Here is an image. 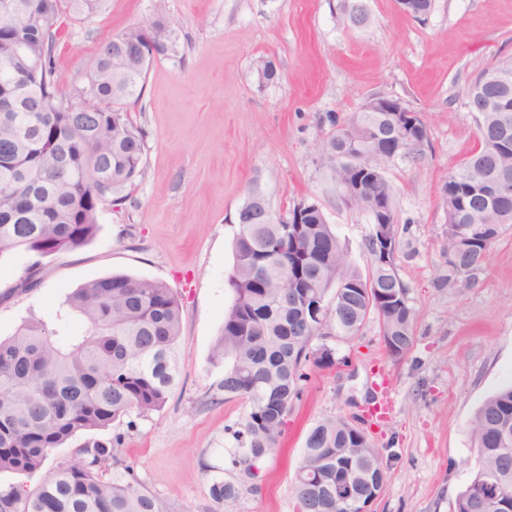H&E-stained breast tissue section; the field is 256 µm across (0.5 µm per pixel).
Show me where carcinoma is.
<instances>
[{"instance_id": "1", "label": "carcinoma", "mask_w": 512, "mask_h": 512, "mask_svg": "<svg viewBox=\"0 0 512 512\" xmlns=\"http://www.w3.org/2000/svg\"><path fill=\"white\" fill-rule=\"evenodd\" d=\"M0 10V96L15 100L0 112V260L23 253L16 288L40 282L44 260L91 241L100 208L124 204L144 172V138L125 106L141 95L149 62L173 32L162 21L130 26L103 41L87 87L67 92L56 81L63 20L91 19L104 0H13ZM502 82L471 99L478 147L448 176V281L468 287L492 245L512 226V202L482 195L480 185L512 176V126L487 109L512 108V61L489 66ZM400 139L384 112H356L322 141L317 163L330 172L353 210L374 221V206L392 203L384 161ZM238 212L239 233L228 277L232 300L212 358L224 361V400L250 404L235 434L233 464L253 475L274 454L306 369L336 365L328 340L356 336L377 321L388 353L413 344L415 314L398 273L371 265L361 274L317 201L297 203L288 217L266 207ZM263 276L267 291L255 294ZM57 328L23 322L0 338V472L29 477L50 451L81 433L103 430L135 411L160 410L180 377L181 305L166 283L112 274L92 279L65 300ZM318 315H313L312 306ZM477 464L452 512H512V386L489 396L470 422ZM122 436L88 441L36 486L0 483V512H173L143 489L133 465L118 458ZM386 463L367 430L343 417L313 426L295 475L298 512L336 509V481L364 493L385 483ZM232 482L213 485L218 510L237 499Z\"/></svg>"}]
</instances>
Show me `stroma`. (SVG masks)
<instances>
[{
	"label": "stroma",
	"mask_w": 512,
	"mask_h": 512,
	"mask_svg": "<svg viewBox=\"0 0 512 512\" xmlns=\"http://www.w3.org/2000/svg\"><path fill=\"white\" fill-rule=\"evenodd\" d=\"M361 10L363 25L349 15ZM163 20L175 41L153 57L132 122L145 134L144 173L122 206H103L96 236L45 261L36 288L18 291L25 258L0 262V336L22 320L53 322L67 295L112 274L159 280L181 302V377L158 411L129 413L96 438L124 436L122 458L175 512H214L215 481L238 485L224 512H297L294 476L305 437L331 416L384 414L368 432L387 477L373 512H450L475 466L470 421L512 384V228L492 246L470 287L448 284L442 188L476 146L462 90L486 66L512 59V0H435L426 19L398 0H106L69 19L56 78L83 88L101 41ZM277 80L260 84L259 59ZM420 111L421 158H391L398 273L415 311L413 344L388 354L376 321L336 344V364L311 369L293 401L278 452L245 476L233 434L250 410L212 401L224 365L212 347L231 302L237 214L259 194L273 215L318 200L355 267L367 272L373 224L339 201L318 147L371 97Z\"/></svg>",
	"instance_id": "35a3bbf8"
}]
</instances>
